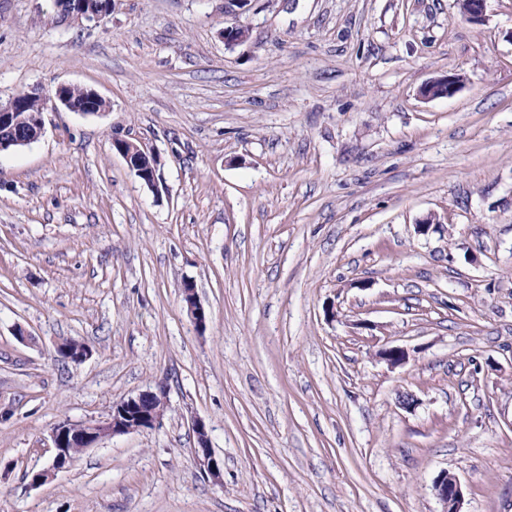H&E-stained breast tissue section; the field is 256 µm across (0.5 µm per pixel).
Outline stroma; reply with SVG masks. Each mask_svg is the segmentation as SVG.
<instances>
[{
	"label": "stroma",
	"instance_id": "obj_1",
	"mask_svg": "<svg viewBox=\"0 0 512 512\" xmlns=\"http://www.w3.org/2000/svg\"><path fill=\"white\" fill-rule=\"evenodd\" d=\"M228 8L56 25L52 0H0V101L107 102L0 153V512H443V470L464 512H512V0L479 22L460 0ZM117 139L159 156L158 189ZM66 338L91 357L58 361ZM161 385L160 424L30 486L59 422ZM462 80L459 76H449L442 79H436L426 83L421 89V95L425 99H435L442 97H452L460 89ZM182 300L186 308V313L195 326L204 327L208 319V313L198 298L193 283H184L182 288ZM193 430L197 437L195 456L200 471L212 484H223V467L216 459L209 444L208 431L202 420L196 419L193 422ZM433 489L444 506L443 512H464V491L456 475L441 471L433 481Z\"/></svg>",
	"mask_w": 512,
	"mask_h": 512
}]
</instances>
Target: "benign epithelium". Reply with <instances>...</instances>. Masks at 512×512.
<instances>
[{
    "label": "benign epithelium",
    "mask_w": 512,
    "mask_h": 512,
    "mask_svg": "<svg viewBox=\"0 0 512 512\" xmlns=\"http://www.w3.org/2000/svg\"><path fill=\"white\" fill-rule=\"evenodd\" d=\"M487 0H461L463 14L472 21L484 18ZM56 12L61 17V23L98 22L112 11V0H54ZM222 38L227 47L245 44L249 39V29L234 23L224 27ZM461 79L449 76L426 83L421 89V95L426 99L452 97L460 89ZM77 86L60 84L53 96L45 97L38 92H24L0 102V131L15 129L20 123H25V132L6 139L0 135V152L20 146H28L39 140L44 133L43 112L48 107L62 106L70 112L81 114H96L106 108V101L95 90L83 87V100H77L74 91ZM27 112V121H22L19 113ZM113 147L125 158L129 167L151 189L157 191V171L160 158L145 146L125 139H117ZM182 300L186 313L197 327L206 325L208 313L198 298L195 286L186 282L182 288ZM92 355L91 348L72 354L59 342L54 347V356L66 357L71 363H81ZM383 359L392 367L406 363L407 351L400 346H392L382 351ZM167 395L164 387L155 391H146L129 397L112 406V412L105 419H91L84 423L75 424L67 420L60 422L52 433L54 455L49 464L29 473V484L40 486L49 481L56 473L70 468L75 461L74 449L91 448L101 441L115 435L126 434L146 429H152L160 423L164 415ZM193 430L197 437L195 456L200 471L204 477L215 485L223 484V467L216 459L209 444L206 425L196 419ZM436 496L444 506L443 512H463L464 491L456 475L443 470L433 481Z\"/></svg>",
    "instance_id": "7a95c632"
}]
</instances>
